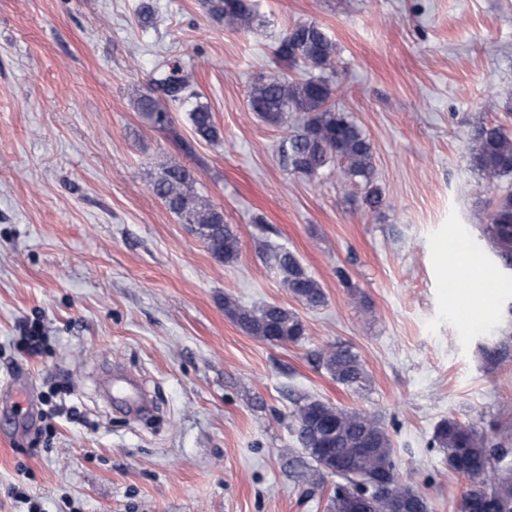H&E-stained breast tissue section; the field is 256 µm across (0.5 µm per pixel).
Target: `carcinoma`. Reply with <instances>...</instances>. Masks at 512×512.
Instances as JSON below:
<instances>
[{"instance_id": "cac0c4a2", "label": "carcinoma", "mask_w": 512, "mask_h": 512, "mask_svg": "<svg viewBox=\"0 0 512 512\" xmlns=\"http://www.w3.org/2000/svg\"><path fill=\"white\" fill-rule=\"evenodd\" d=\"M211 16L231 30H247L257 19L253 0H211ZM336 43L316 23L296 22L278 39L273 57L291 67L304 66L307 75L262 77L249 94L250 110L266 123L284 126L294 120L280 146L291 172L318 181L333 163L340 164L342 186H361L364 203L377 211L384 203L373 185L372 141L351 113L336 105V84L332 79ZM146 92L134 100L135 108L154 128L172 124L171 108H185L195 136L206 142L221 139V130L209 107L176 64L156 69ZM470 161L489 184L512 176V126L484 123L473 136ZM198 178L180 164H162L150 182L153 194L181 223L202 241L219 263L235 262L240 239L224 222V211L197 190ZM484 233L504 266L512 269V194L492 203ZM267 267L280 278L282 286L306 309L325 306L326 295L318 280L286 248L263 251ZM224 313L249 336L287 345L299 342L306 332L301 316L278 305L247 308L231 296L224 297ZM512 356V338L506 337L486 351L497 362ZM318 367L347 387L365 378L360 357L348 346L333 345L312 354ZM293 436L312 466L296 472L303 485L319 486L335 477L328 512H352L348 494L356 491L370 498L369 512H429L425 495L414 485L395 478L388 489H377L373 480L399 474L388 429L373 414L348 410L323 401L300 397L295 400ZM446 454L448 468L462 474L470 488L462 497L460 512H512V464L504 463L507 449L496 446L474 423L454 419L437 425L431 440Z\"/></svg>"}]
</instances>
